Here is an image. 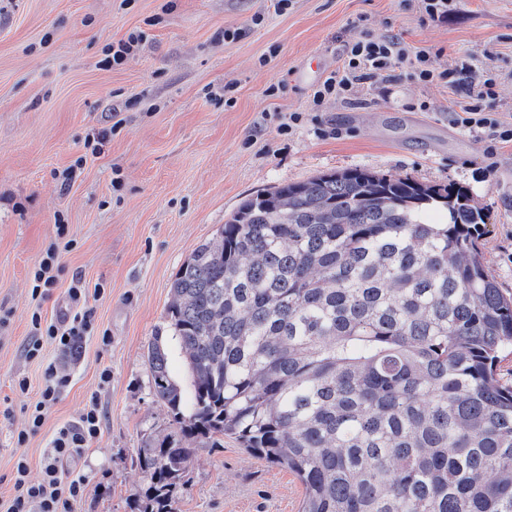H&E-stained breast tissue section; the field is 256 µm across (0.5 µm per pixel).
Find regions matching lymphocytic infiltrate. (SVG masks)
Segmentation results:
<instances>
[{
    "mask_svg": "<svg viewBox=\"0 0 512 512\" xmlns=\"http://www.w3.org/2000/svg\"><path fill=\"white\" fill-rule=\"evenodd\" d=\"M403 71L412 81L423 85H440L450 90L465 89L467 102L451 112L453 124L464 131L487 138L491 143L512 142V128L501 127L485 103L494 98L496 75L490 65L474 70L468 60H458L454 66L434 67L429 51L412 49L396 34H378L364 29L343 44L339 64L327 74L309 95L310 111L290 113L280 122V133H292L294 128L308 124L321 137L339 135L340 129L324 122L321 111L331 102L350 101L364 85ZM57 240L51 243L30 274L31 296L49 299L62 271L60 252L71 249L75 241L69 227L56 226ZM102 288H87L81 277H73L66 291L68 308L62 316L45 321L40 310H33L31 323L36 331L24 347L27 359L42 360L43 347L52 344L68 359H78L80 342L95 331L93 312L87 306L89 296H103ZM45 363L43 384L38 397L30 401L24 412L26 424L15 437L17 447H25L31 436L43 427L49 409L59 401L70 384V375L55 363ZM102 430V411L98 400H89L76 422L58 428L42 459L41 477L31 480L26 456H18L13 466L14 493L0 503V512H72L84 496L86 478L66 469V462L80 457L97 439Z\"/></svg>",
    "mask_w": 512,
    "mask_h": 512,
    "instance_id": "lymphocytic-infiltrate-1",
    "label": "lymphocytic infiltrate"
}]
</instances>
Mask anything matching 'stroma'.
Returning a JSON list of instances; mask_svg holds the SVG:
<instances>
[{
    "instance_id": "35a3bbf8",
    "label": "stroma",
    "mask_w": 512,
    "mask_h": 512,
    "mask_svg": "<svg viewBox=\"0 0 512 512\" xmlns=\"http://www.w3.org/2000/svg\"><path fill=\"white\" fill-rule=\"evenodd\" d=\"M172 9H165V2ZM264 14L261 25L251 23ZM228 28L243 36L225 41ZM400 35L435 64L470 58L498 76L490 104L512 124V0H460L432 23L405 0H0V501L25 454L31 479L56 429L77 420L90 398L104 414L102 433L76 459L87 479L74 512H130L144 486L141 448L174 423L150 394L149 343L167 327L170 288L181 264L210 239L251 194L316 174L368 168L429 184L469 188L488 215L479 248L506 294H512V143L487 154V143L454 126L463 93L421 86L395 75L330 104L335 138L312 127L278 131L281 117L309 108L312 87L339 63L342 44L361 29ZM135 29L148 39L126 65L104 69L103 48ZM49 44H42L45 32ZM237 85L232 105L218 97ZM282 84L276 95L269 86ZM123 120L101 153L87 134ZM83 166L69 189L58 179ZM122 187L113 190L112 177ZM64 219L76 244L61 256L51 298L35 304L30 271ZM103 285L89 298L97 335L86 337L71 383L25 450L14 443L23 407L42 385L43 367L23 348L45 320L65 310L73 275ZM111 343L102 346L100 331ZM109 369V385L99 373ZM27 379L28 393L17 387ZM300 481L287 468L250 455L231 438L195 445L175 512H299Z\"/></svg>"
}]
</instances>
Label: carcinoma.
<instances>
[{"label":"carcinoma","mask_w":512,"mask_h":512,"mask_svg":"<svg viewBox=\"0 0 512 512\" xmlns=\"http://www.w3.org/2000/svg\"><path fill=\"white\" fill-rule=\"evenodd\" d=\"M485 224L463 185L357 167L246 199L181 265L148 346L176 429L138 455L135 512H172L194 444L226 436L297 477L300 512H512V299Z\"/></svg>","instance_id":"cac0c4a2"}]
</instances>
